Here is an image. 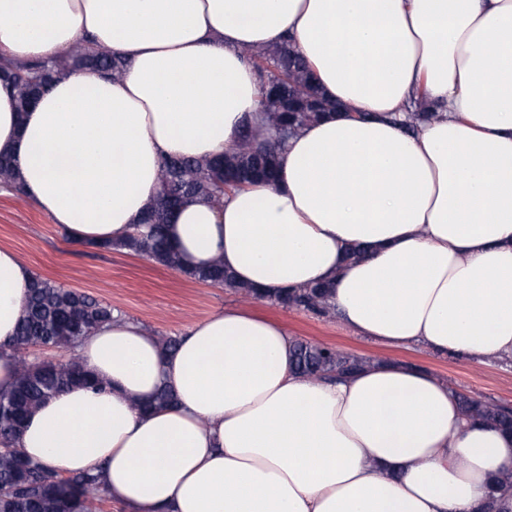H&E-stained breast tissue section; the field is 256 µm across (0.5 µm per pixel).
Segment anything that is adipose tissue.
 <instances>
[{
  "mask_svg": "<svg viewBox=\"0 0 512 512\" xmlns=\"http://www.w3.org/2000/svg\"><path fill=\"white\" fill-rule=\"evenodd\" d=\"M82 36L124 74L69 73L22 114L0 79V153L72 240L129 236L162 158L229 153L266 125L247 53L287 41L338 108L279 149L275 182L172 213L182 267L222 260L268 296L328 283L358 335L512 360V0H0V55L48 60ZM419 101L432 116L407 129ZM32 276L0 248V389ZM293 346L233 306L169 353L114 316L78 346L104 390L49 398L16 446L100 470L122 512H480L512 471V434L465 420L431 372L376 361L314 380ZM165 386L175 404L153 406Z\"/></svg>",
  "mask_w": 512,
  "mask_h": 512,
  "instance_id": "ef3b65f1",
  "label": "adipose tissue"
}]
</instances>
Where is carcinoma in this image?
Instances as JSON below:
<instances>
[{
  "instance_id": "1",
  "label": "carcinoma",
  "mask_w": 512,
  "mask_h": 512,
  "mask_svg": "<svg viewBox=\"0 0 512 512\" xmlns=\"http://www.w3.org/2000/svg\"><path fill=\"white\" fill-rule=\"evenodd\" d=\"M250 58L263 81L268 126L245 128L239 148L231 154L205 160L163 159L157 202L142 219L147 230L101 244L99 248L146 256L199 282L252 300L264 299L256 289L236 282L217 260L196 271L184 270L178 256L167 247L163 234L170 211L189 198L203 197L219 206L227 189H236L258 177L273 180L276 149L328 109L308 67L289 44L256 49ZM79 67H93L119 77L126 63L119 54L93 49L82 39L70 53L53 60L0 58V73L12 82L17 110L21 113L55 78ZM329 298L330 287L319 284L287 291L272 298V302L286 309L328 316L332 314ZM110 319L112 306L48 279L37 276L32 280L25 297V315L11 343L15 382L10 389L0 391V399L10 411L0 427V437L7 444H12L25 419L42 402L70 385L89 381L74 348L81 337ZM40 347L70 351L72 356L66 360L32 356L31 350ZM368 363L367 358L344 354L326 345L295 341V369L313 379L331 373L347 377ZM459 403L465 417L512 432V408L465 394L459 395ZM101 491L97 470L64 475L26 458L12 447L0 450V512H102Z\"/></svg>"
}]
</instances>
